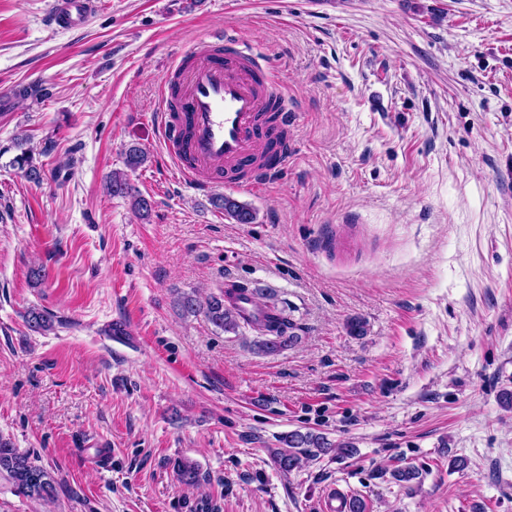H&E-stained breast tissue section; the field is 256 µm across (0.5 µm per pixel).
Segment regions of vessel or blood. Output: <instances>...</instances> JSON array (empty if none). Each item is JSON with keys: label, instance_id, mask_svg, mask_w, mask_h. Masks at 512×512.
<instances>
[{"label": "vessel or blood", "instance_id": "b4317fda", "mask_svg": "<svg viewBox=\"0 0 512 512\" xmlns=\"http://www.w3.org/2000/svg\"><path fill=\"white\" fill-rule=\"evenodd\" d=\"M95 8V0H55L52 21L69 29L87 23ZM177 70L179 105L162 109L158 127L180 183L209 192L241 173L245 187L255 188L286 166L295 116L283 107L266 121L269 90L278 79L243 41L226 36L221 53L197 55Z\"/></svg>", "mask_w": 512, "mask_h": 512}]
</instances>
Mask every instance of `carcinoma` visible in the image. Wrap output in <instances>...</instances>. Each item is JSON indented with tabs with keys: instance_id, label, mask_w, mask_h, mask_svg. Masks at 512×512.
<instances>
[{
	"instance_id": "cac0c4a2",
	"label": "carcinoma",
	"mask_w": 512,
	"mask_h": 512,
	"mask_svg": "<svg viewBox=\"0 0 512 512\" xmlns=\"http://www.w3.org/2000/svg\"><path fill=\"white\" fill-rule=\"evenodd\" d=\"M16 163L29 179L40 181L41 170L33 164L31 155L22 154L16 158ZM107 189L114 196H133L132 206L140 213L146 214L151 210V203L147 198L132 195V187L124 173H112ZM215 205L223 209L224 213L238 224H251L255 220V213L248 205L230 196L217 197ZM235 291L241 294L249 291L255 298L259 296L258 289L252 290L244 284H235L231 288L219 289V293L210 295L203 303L193 295H180L177 297V305L186 314L204 313L211 324L224 332L234 331L242 326L249 327L258 335L255 346L265 354L278 353L296 340L297 325L285 310L264 303L259 305V314L246 315L235 305L225 301L226 296L232 295ZM26 322L28 328L35 333L44 334L53 330L52 320L38 309L29 310ZM281 442L285 448L273 452V460L277 469L284 474L299 468L304 458L329 454L336 450L346 455L353 453L352 446L348 444L336 446L326 437L311 431H291L281 437ZM0 475L9 480L14 491L19 495L43 504L52 503L56 499L54 477L43 468L34 465L30 455L20 452L12 447L11 443L2 439H0ZM177 475L186 485H196L200 482L197 467L189 462L178 464Z\"/></svg>"
}]
</instances>
